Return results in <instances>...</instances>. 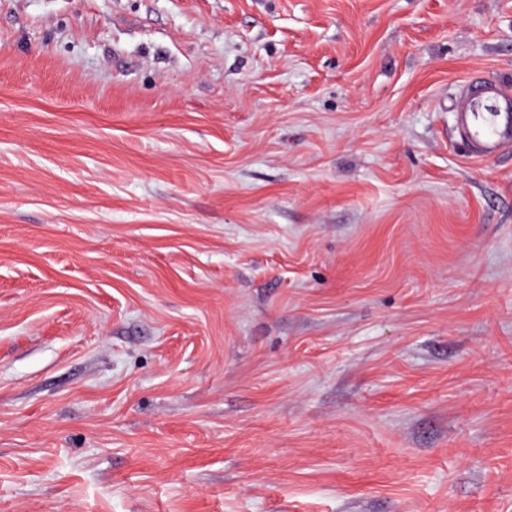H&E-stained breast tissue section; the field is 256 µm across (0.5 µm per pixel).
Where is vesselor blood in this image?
Instances as JSON below:
<instances>
[{"mask_svg":"<svg viewBox=\"0 0 512 512\" xmlns=\"http://www.w3.org/2000/svg\"><path fill=\"white\" fill-rule=\"evenodd\" d=\"M453 112L474 158L487 159L512 150V93L494 80L465 83Z\"/></svg>","mask_w":512,"mask_h":512,"instance_id":"b4317fda","label":"vessel or blood"}]
</instances>
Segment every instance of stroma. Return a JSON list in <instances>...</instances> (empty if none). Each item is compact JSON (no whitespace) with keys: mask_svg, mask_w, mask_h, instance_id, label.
I'll list each match as a JSON object with an SVG mask.
<instances>
[{"mask_svg":"<svg viewBox=\"0 0 512 512\" xmlns=\"http://www.w3.org/2000/svg\"><path fill=\"white\" fill-rule=\"evenodd\" d=\"M512 0H0V512H512ZM453 112L472 157L487 159L512 149V94L494 80L466 82Z\"/></svg>","mask_w":512,"mask_h":512,"instance_id":"1","label":"stroma"}]
</instances>
